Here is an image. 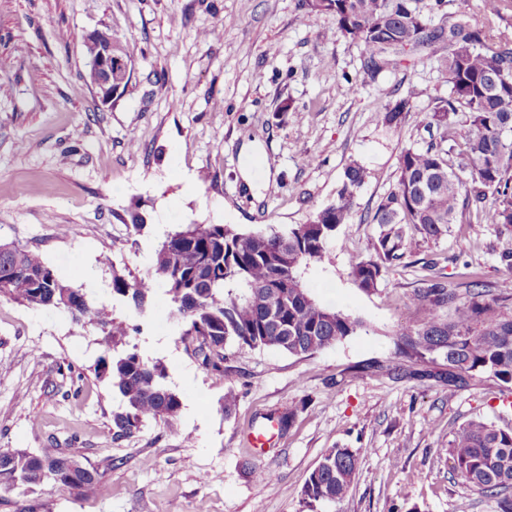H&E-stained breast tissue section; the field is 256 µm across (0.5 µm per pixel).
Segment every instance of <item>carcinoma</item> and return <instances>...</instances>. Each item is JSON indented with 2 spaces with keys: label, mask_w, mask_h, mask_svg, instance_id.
I'll use <instances>...</instances> for the list:
<instances>
[{
  "label": "carcinoma",
  "mask_w": 512,
  "mask_h": 512,
  "mask_svg": "<svg viewBox=\"0 0 512 512\" xmlns=\"http://www.w3.org/2000/svg\"><path fill=\"white\" fill-rule=\"evenodd\" d=\"M422 2L301 0L308 15L333 17L338 33L363 45L362 67L373 77L389 65L386 54H399L406 44L415 50L448 44L442 63L448 96L437 98L426 113L431 141L402 151L396 185L372 217L381 227L373 254L350 263L355 282L366 292L404 257L408 226L438 237L450 224H512V40L478 23L450 19L436 28ZM109 41L121 44L110 30H97L96 40L84 44L86 56ZM412 108L409 92L382 113L381 122L396 127ZM364 178L361 166H348L338 199L305 224L248 231L229 224H183L155 250L146 274L112 269V298L139 315L152 299L163 298L178 335L207 341L205 365L212 364L211 353L234 343L294 356L331 347L355 334L362 322L317 301L300 271L324 262L328 241L352 216ZM466 291L467 303L457 306V292L437 280L418 289L413 300L421 315L399 329V354L417 365L443 355L448 363L443 380L450 387L484 375L512 384V307L507 304L512 291L502 288L497 303L485 300L486 285L478 279L468 282ZM2 298L64 312L94 332L104 352L95 372L121 400L112 413L113 439L131 438L151 420L175 423L182 397L168 384L164 363L136 350L117 351L129 335L127 322L106 316L91 295L60 276L40 253L0 243ZM451 305L455 315L448 320L442 310ZM448 454L454 475L496 500L498 512H512V428L470 420L453 432ZM358 468L357 452L328 450L305 481V506L343 500ZM46 481L89 499L99 474L54 444L36 452L0 449L1 487L26 496Z\"/></svg>",
  "instance_id": "carcinoma-1"
}]
</instances>
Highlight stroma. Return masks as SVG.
Here are the masks:
<instances>
[{
	"label": "stroma",
	"mask_w": 512,
	"mask_h": 512,
	"mask_svg": "<svg viewBox=\"0 0 512 512\" xmlns=\"http://www.w3.org/2000/svg\"><path fill=\"white\" fill-rule=\"evenodd\" d=\"M104 28L133 52L127 89L107 105L83 43ZM362 59L332 17L308 16L300 0H0V242L65 275L81 265L80 285L133 325L126 346L161 359L183 396L176 424L113 440L120 400L94 372V334L63 313L0 301V448L52 440L100 474L91 499L36 487L41 512H494V499L453 477L447 448L473 419L512 427V388L491 378L448 387L440 356L428 377H409L395 341L419 319L413 295L427 280L460 294L472 273L493 291L511 281L500 255L512 225L410 233L377 289L358 288L350 259L371 253V218L400 153L425 146V114L448 94L439 55L405 53L374 78ZM407 93L412 112L384 126L381 113ZM253 139L274 159L257 194L240 176V147ZM353 163L365 178L352 217L302 277L320 302L362 321L354 335L306 357L230 344L208 366L162 300L142 317L113 302V271L145 274L179 225L307 223L336 201ZM281 415L289 425L257 452L250 431ZM332 448L357 451L359 470L342 501L309 509L304 482Z\"/></svg>",
	"instance_id": "obj_1"
}]
</instances>
